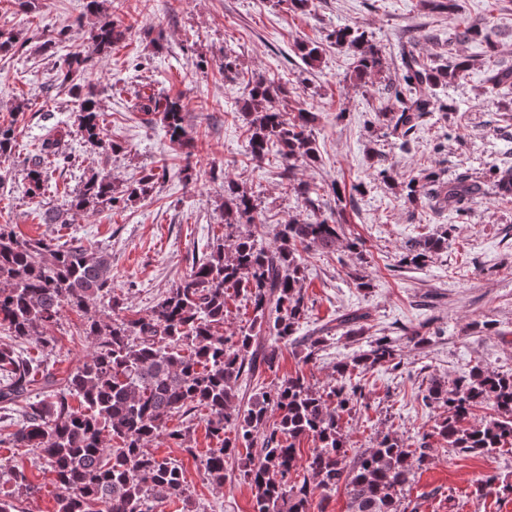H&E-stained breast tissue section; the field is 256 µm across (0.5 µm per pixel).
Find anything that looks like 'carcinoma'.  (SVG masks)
Returning a JSON list of instances; mask_svg holds the SVG:
<instances>
[{"mask_svg": "<svg viewBox=\"0 0 512 512\" xmlns=\"http://www.w3.org/2000/svg\"><path fill=\"white\" fill-rule=\"evenodd\" d=\"M100 0H87L86 9L99 13L90 34L94 54L71 52L60 78L70 83L76 103L74 125L81 139L106 153L123 150L107 140L100 125L97 88L74 76L94 66V55L112 50L128 29L99 12ZM330 43L352 53L353 73L359 80L380 70V50L365 32L340 27ZM324 44L301 41L295 54L309 68L321 61ZM470 59L456 55L434 65L414 57L404 63L401 81L390 86L399 101L395 112H377L375 119L397 137L413 135L432 112H455L457 106L437 97L435 89L448 78L460 77ZM490 94L512 86V67L488 70ZM285 88L272 80L253 76L246 82L242 105L248 160L261 164L270 154L278 157L286 190L300 203L298 213L279 225L276 242H262L263 222L257 200L247 188L224 180V236L209 254L193 260L190 272L158 296L149 314L122 316L120 300L112 295V255L79 240L59 245L51 239L22 238L11 225L0 224V327L17 340L44 349L54 338L46 328L63 310L77 312L92 351L64 378L46 372L36 378L27 358L0 346V405L17 406L22 425L0 445L36 448L62 489L56 512H163L164 503L188 507L189 494L182 467L160 459L150 450L161 439L181 448L190 440L187 426H169L177 415L205 412L208 436L215 447L202 460L207 483L221 488L224 462L240 455L239 477L252 492L253 512H311L313 500H324L344 488L347 512H416L404 496L415 468L427 459L430 434L410 444L391 434L376 440L374 448L349 455L341 421L364 400L361 375L378 367L400 365L396 341L376 337L368 349L336 363V382L320 391L300 372L253 393L240 396L243 377H254L277 367L281 345L295 336L307 319L308 306L302 284L305 254L330 252L342 230L341 214L328 207L320 188L295 179L299 166H312L319 152L312 138L318 115L300 108L288 120L276 111ZM134 108L160 115L171 144L183 150L185 180L191 179L195 137L185 124L181 98L142 93ZM16 147L15 128L0 125V157ZM48 163L58 162L57 138L50 133L37 147ZM371 167L391 185L394 179L386 156L373 152ZM27 193L38 198L45 191V167L37 162L27 173ZM156 174L149 171L127 185L128 201L144 199L154 188ZM432 174L422 173L402 183L406 202L430 196ZM478 195L468 176L439 186V201L454 207ZM117 188L108 172L85 177L80 190L65 199L66 210L84 212L111 207ZM448 237H421L412 241L402 257L405 265L420 268L432 254L447 248ZM242 297L252 310L249 325L229 336L220 332L227 313L228 291ZM112 313L98 308L104 298ZM365 315L353 311L339 316L345 334L365 333ZM425 405L443 410L436 427L447 447L465 453H489L512 445V375L475 366L445 384L430 380L422 397ZM488 407L492 413L477 424L474 411ZM278 413L275 425L269 413ZM315 444L306 459L308 476L299 483L292 472L300 460V442ZM258 449L252 455L249 449ZM16 489H32L24 468L6 474ZM482 495H512V483L495 475L483 479Z\"/></svg>", "mask_w": 512, "mask_h": 512, "instance_id": "obj_1", "label": "carcinoma"}]
</instances>
